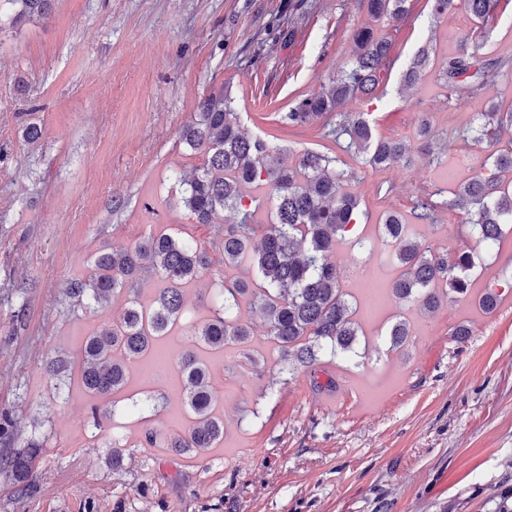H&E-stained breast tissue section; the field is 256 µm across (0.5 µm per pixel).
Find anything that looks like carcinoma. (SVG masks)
Returning a JSON list of instances; mask_svg holds the SVG:
<instances>
[{"label": "carcinoma", "mask_w": 512, "mask_h": 512, "mask_svg": "<svg viewBox=\"0 0 512 512\" xmlns=\"http://www.w3.org/2000/svg\"><path fill=\"white\" fill-rule=\"evenodd\" d=\"M14 22L40 20L49 14L53 0H3ZM376 21L399 20L407 14L409 0H358ZM499 0H464L465 8L486 24L494 18ZM353 59L340 75L318 91L304 95L281 116L291 128H302L348 105L376 96L387 68L391 44L370 26L352 34ZM432 49L422 45L402 73L405 86H414L429 68ZM500 63L481 60L467 52L448 58L440 71L444 85L462 101L473 97L489 70ZM229 85L199 98L194 116L179 131L180 142L204 156V164L188 180H180L184 208L200 224L225 217L224 266L252 264L262 283L237 278L224 282V299L211 302V316L202 323L188 313L183 285L200 280L209 269L207 253L193 241L167 235L150 236L134 245H117L100 252L94 272L86 280L76 279L68 288L77 301L86 298L109 303L119 293L128 297L122 314L104 324L85 340L82 350V383L101 398L120 392L126 385L128 364L150 354L169 327L185 322L188 346L170 352L182 392L190 426L180 434L161 438L149 429L144 446L157 443L177 454L206 452L224 440V419L214 413L216 395L213 370L197 358L195 348L235 349L241 365L260 376L265 368L251 348L255 324L241 315V304L249 306L280 351L281 362L290 372L307 371L314 387L316 367L322 357L356 354L361 326L357 310L341 288V274L330 260L336 245L355 232L358 199L344 188V173L336 171V158L305 149L289 165L272 154L267 140L248 137L240 130L238 113ZM512 127V111L491 107L479 113V125L471 140L499 143L504 129ZM346 151L365 155L373 169L409 161L407 145L379 136L362 112L348 114L330 127L323 138L340 143ZM417 139L429 162L433 155L432 133L427 121L419 126ZM487 172L462 184L448 207L470 215L467 229L479 241L492 246L503 237V226L512 224V143L492 154ZM270 209L267 224L255 223L263 205ZM412 217L420 224L435 221V205L427 198L416 202ZM380 240L400 269L389 292L400 305H416L425 313L436 311L444 301L471 293L476 268L469 251L448 254L433 249L415 237L412 225L390 212L381 224ZM156 276L152 308L138 302L140 286ZM413 339L409 320L396 319L388 332L389 349L398 351ZM39 444L12 456H0V474L26 489L25 481Z\"/></svg>", "instance_id": "obj_1"}]
</instances>
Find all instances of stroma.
<instances>
[{
    "label": "stroma",
    "instance_id": "obj_1",
    "mask_svg": "<svg viewBox=\"0 0 512 512\" xmlns=\"http://www.w3.org/2000/svg\"><path fill=\"white\" fill-rule=\"evenodd\" d=\"M478 38L462 4L434 18L411 0L401 21L372 23L357 0H54L49 17L12 24L0 14V414L15 441L44 452L33 491L0 477V512H502L512 505V297L495 311L477 301L444 302L434 313L387 302L364 324L357 356L320 365L335 393L315 390L304 372H282L279 351L254 338L264 378L238 368L237 352L210 356L224 408V443L199 456L144 447V433L184 429L180 392L165 376L146 377L90 403L81 383L87 327L122 311L80 303L67 288L93 272L97 254L151 235L195 241L211 271L186 284L203 319L206 300L236 273L224 268L222 223H196L176 174L203 163L179 140L199 97L230 84L246 134L268 140L283 159L321 149L320 124L279 122L298 99L349 63L352 33L375 24L391 41L392 63L365 110L382 136L414 142L428 119L446 162L416 159L375 171L363 156L336 148L345 188L360 198L359 222L377 236L384 215H410L418 198L437 202L434 224L416 225L441 251L475 250L477 287L512 285V231L498 249L477 245L462 212L449 208L459 182L487 171L491 147L465 141L488 105L512 106V0ZM438 61L458 49L505 68L461 104L430 71L415 87L400 78L417 48ZM41 138L28 142V125ZM348 268L365 261L367 281L389 288L398 268L383 248L362 259L351 243L333 256ZM408 318L416 340L390 352L388 331ZM470 334L456 341L453 332ZM64 356L68 368L46 364ZM376 385L377 402L347 396ZM126 415L95 427L92 411L111 403ZM123 461L112 464L113 448Z\"/></svg>",
    "mask_w": 512,
    "mask_h": 512
}]
</instances>
